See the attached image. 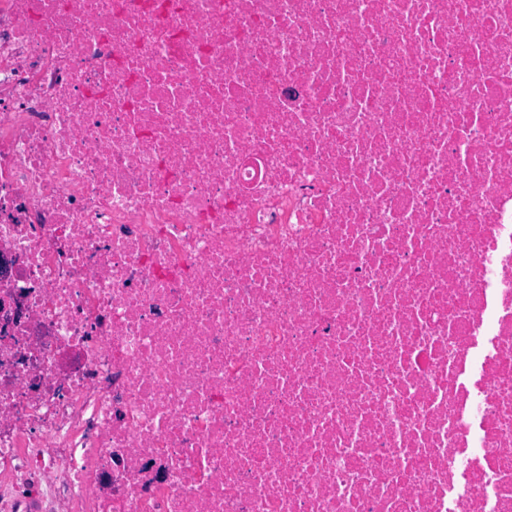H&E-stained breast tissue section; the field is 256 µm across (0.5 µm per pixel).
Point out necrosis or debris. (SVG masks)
I'll list each match as a JSON object with an SVG mask.
<instances>
[{
	"label": "necrosis or debris",
	"instance_id": "4bbe7bcc",
	"mask_svg": "<svg viewBox=\"0 0 512 512\" xmlns=\"http://www.w3.org/2000/svg\"><path fill=\"white\" fill-rule=\"evenodd\" d=\"M0 512H512V0H0Z\"/></svg>",
	"mask_w": 512,
	"mask_h": 512
}]
</instances>
